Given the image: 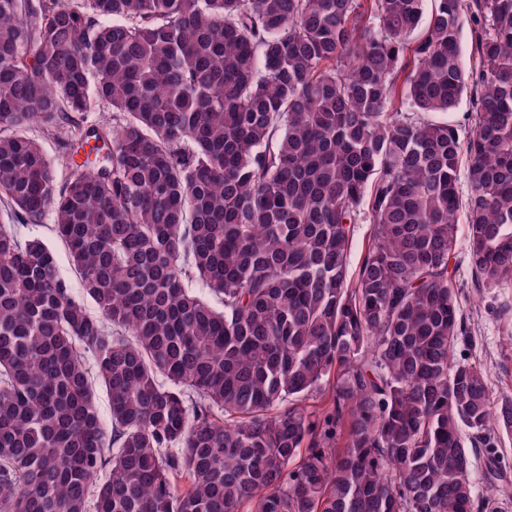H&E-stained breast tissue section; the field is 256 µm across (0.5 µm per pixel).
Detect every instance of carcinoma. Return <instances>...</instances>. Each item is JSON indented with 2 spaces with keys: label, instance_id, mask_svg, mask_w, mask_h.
<instances>
[{
  "label": "carcinoma",
  "instance_id": "carcinoma-1",
  "mask_svg": "<svg viewBox=\"0 0 512 512\" xmlns=\"http://www.w3.org/2000/svg\"><path fill=\"white\" fill-rule=\"evenodd\" d=\"M423 15L0 0V512H473L512 400L455 356L449 265L463 209L476 281L512 282V0ZM466 91L465 140L404 112ZM33 123L79 125L62 185ZM48 215L80 294L14 229ZM353 227L354 233L351 247V264L352 267L355 268L359 266L366 253L372 233V224H369L368 221L362 220L359 224L353 225Z\"/></svg>",
  "mask_w": 512,
  "mask_h": 512
}]
</instances>
